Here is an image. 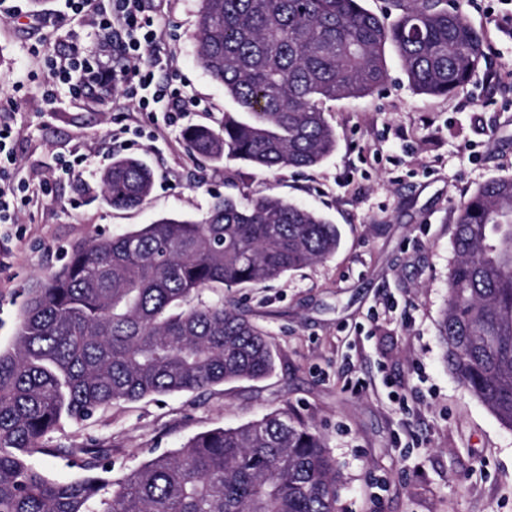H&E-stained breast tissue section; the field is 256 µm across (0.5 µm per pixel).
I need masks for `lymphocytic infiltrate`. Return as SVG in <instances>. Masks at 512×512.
I'll return each instance as SVG.
<instances>
[{
  "label": "lymphocytic infiltrate",
  "instance_id": "obj_1",
  "mask_svg": "<svg viewBox=\"0 0 512 512\" xmlns=\"http://www.w3.org/2000/svg\"><path fill=\"white\" fill-rule=\"evenodd\" d=\"M68 4L73 14L90 16L98 28L123 32L126 41L118 54L111 43L98 41L87 47L71 45L51 59L53 88L43 94L46 104H54L53 89L58 85L75 92L110 85L122 88L138 111L162 119L167 127L194 105L192 94L169 88L154 77L155 69L168 64L160 23L162 0H112L107 12L98 11L97 0H68Z\"/></svg>",
  "mask_w": 512,
  "mask_h": 512
}]
</instances>
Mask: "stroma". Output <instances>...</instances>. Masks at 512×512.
<instances>
[{
    "label": "stroma",
    "mask_w": 512,
    "mask_h": 512,
    "mask_svg": "<svg viewBox=\"0 0 512 512\" xmlns=\"http://www.w3.org/2000/svg\"><path fill=\"white\" fill-rule=\"evenodd\" d=\"M484 30L489 70L512 68V34L489 29L487 11L512 15V0H458ZM0 11V118L31 188L49 196L0 224V349L14 338L28 288L46 279L81 242L139 229L164 216H203L213 194H275L337 224L336 253L262 284L207 290L233 301L263 329L275 352L266 378L205 390L120 401L81 423L63 421L52 446L106 449L121 479L156 455L215 427L289 412L325 440L338 463V512H512V429L504 426L444 360L438 323L455 259L456 211L485 182L512 175V79L479 75L461 93L415 94L394 50L388 79L360 99L326 105L336 149L319 165L272 172L241 160L195 161L182 134L219 128L232 109L196 55L198 0H169L162 17L172 57L160 81L195 105L166 136L133 123L121 91L105 99L60 91L45 105L46 63L71 39L99 30L68 13L66 0H17ZM471 99V108L458 104ZM86 157L89 176L61 170ZM146 162L151 194L137 207L102 201L98 174L113 156Z\"/></svg>",
    "instance_id": "stroma-1"
}]
</instances>
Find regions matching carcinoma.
<instances>
[{
  "label": "carcinoma",
  "mask_w": 512,
  "mask_h": 512,
  "mask_svg": "<svg viewBox=\"0 0 512 512\" xmlns=\"http://www.w3.org/2000/svg\"><path fill=\"white\" fill-rule=\"evenodd\" d=\"M392 24L360 0H199L198 59L234 109L216 130L191 127L189 151L260 170L310 168L336 149L324 105L374 94L394 47L412 90L448 96L485 63L486 36L455 0H390ZM112 208L153 186L150 168L116 156L100 175ZM456 259L439 333L462 384L512 428V176L458 209ZM340 232L275 195L213 197L200 219L162 217L74 245L30 288L0 351V512H336V461L320 434L276 412L202 432L125 478L103 448H52L64 419L101 406L255 380L274 367L267 334L207 288L281 278L336 253ZM65 453L88 475L49 479L38 456Z\"/></svg>",
  "instance_id": "1"
}]
</instances>
